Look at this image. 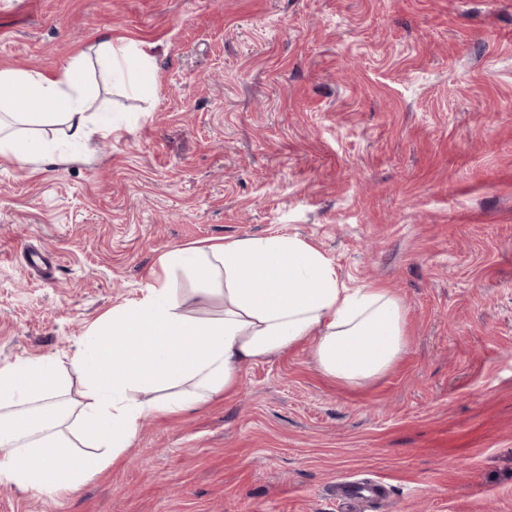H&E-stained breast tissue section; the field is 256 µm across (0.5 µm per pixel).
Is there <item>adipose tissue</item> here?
Masks as SVG:
<instances>
[{
  "mask_svg": "<svg viewBox=\"0 0 512 512\" xmlns=\"http://www.w3.org/2000/svg\"><path fill=\"white\" fill-rule=\"evenodd\" d=\"M94 53L108 78L129 89L154 78L140 45L102 37ZM83 58L56 75L0 68V155L24 166L68 163L34 125L61 126L73 145L113 130L93 119ZM196 286L184 295L176 284ZM223 308L216 317L188 304ZM312 342L317 368L362 386L387 374L407 347L405 310L376 285L348 287L329 258L294 236L268 235L175 247L142 297L86 332L72 357L85 378L62 404L54 356L0 363V484L58 497L80 490L131 448L146 417L174 418L230 396L249 364Z\"/></svg>",
  "mask_w": 512,
  "mask_h": 512,
  "instance_id": "1",
  "label": "adipose tissue"
}]
</instances>
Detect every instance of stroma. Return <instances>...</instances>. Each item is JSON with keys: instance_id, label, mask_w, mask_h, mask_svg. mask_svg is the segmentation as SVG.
<instances>
[{"instance_id": "35a3bbf8", "label": "stroma", "mask_w": 512, "mask_h": 512, "mask_svg": "<svg viewBox=\"0 0 512 512\" xmlns=\"http://www.w3.org/2000/svg\"><path fill=\"white\" fill-rule=\"evenodd\" d=\"M143 45L132 93L87 51ZM86 54L112 134L81 159L0 156V361L69 360L158 256L282 234L390 288L408 347L345 387L311 344L227 398L149 418L77 493L0 485V512H512V0H0V67ZM381 490H384V486L380 482H373L369 485L362 486L359 490L355 491L350 497L348 502L349 509L347 512H357L361 510L364 505L374 498L381 497Z\"/></svg>"}]
</instances>
